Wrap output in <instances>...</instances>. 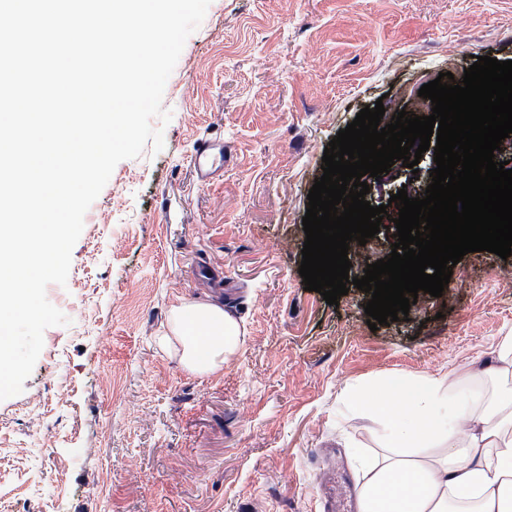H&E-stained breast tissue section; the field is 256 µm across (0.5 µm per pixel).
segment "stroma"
Returning <instances> with one entry per match:
<instances>
[{
	"label": "stroma",
	"mask_w": 512,
	"mask_h": 512,
	"mask_svg": "<svg viewBox=\"0 0 512 512\" xmlns=\"http://www.w3.org/2000/svg\"><path fill=\"white\" fill-rule=\"evenodd\" d=\"M512 60V0H211L167 80L161 151L117 164L84 216L69 286L23 391L0 401V512H322L317 453L360 484L386 426L345 408L389 375L460 377L512 334V256L466 254L441 296L370 330L368 293L338 305L299 274L307 195L361 109L397 115L475 57ZM224 133L200 186L198 135ZM222 268L223 288L193 279ZM210 300L243 345L195 375L158 339Z\"/></svg>",
	"instance_id": "35a3bbf8"
}]
</instances>
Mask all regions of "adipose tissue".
Listing matches in <instances>:
<instances>
[{"mask_svg": "<svg viewBox=\"0 0 512 512\" xmlns=\"http://www.w3.org/2000/svg\"><path fill=\"white\" fill-rule=\"evenodd\" d=\"M163 341L198 375L242 346L237 320L204 300L173 307ZM348 402L391 425L384 452L362 461L361 512H512V388L490 394L472 376L386 377L352 386Z\"/></svg>", "mask_w": 512, "mask_h": 512, "instance_id": "1", "label": "adipose tissue"}]
</instances>
